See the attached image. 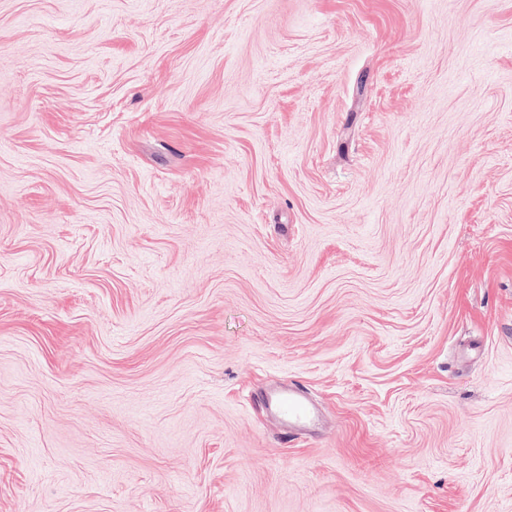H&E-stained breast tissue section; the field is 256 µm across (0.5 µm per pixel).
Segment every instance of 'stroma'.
I'll use <instances>...</instances> for the list:
<instances>
[{
    "mask_svg": "<svg viewBox=\"0 0 512 512\" xmlns=\"http://www.w3.org/2000/svg\"><path fill=\"white\" fill-rule=\"evenodd\" d=\"M0 512H512V0H0ZM278 413L296 423H305L311 418L312 411L309 406L292 392H282L273 396L269 402Z\"/></svg>",
    "mask_w": 512,
    "mask_h": 512,
    "instance_id": "35a3bbf8",
    "label": "stroma"
}]
</instances>
